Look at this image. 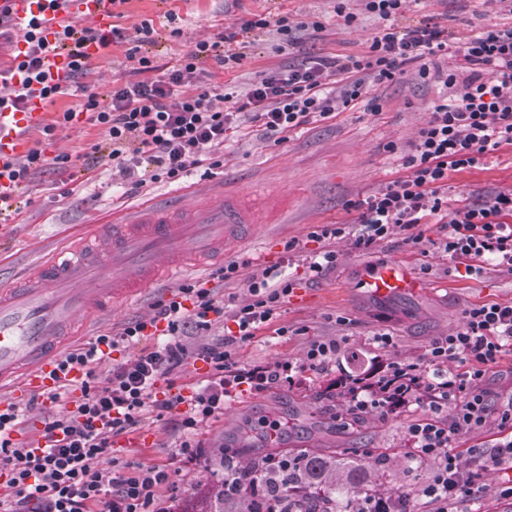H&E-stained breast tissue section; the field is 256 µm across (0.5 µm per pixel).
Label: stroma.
I'll use <instances>...</instances> for the list:
<instances>
[{
    "instance_id": "35a3bbf8",
    "label": "stroma",
    "mask_w": 512,
    "mask_h": 512,
    "mask_svg": "<svg viewBox=\"0 0 512 512\" xmlns=\"http://www.w3.org/2000/svg\"><path fill=\"white\" fill-rule=\"evenodd\" d=\"M177 13L180 37H170L165 26L168 13ZM287 14L290 22L321 18L323 31L298 32L297 47H288L275 33L254 31L246 39V56L240 65L225 70L226 86L247 90L258 71L296 65L303 60L335 53H360L375 35L378 23L362 16L357 26H344L333 11L331 0H130L126 27L152 20L157 29L149 50L159 62L172 61L195 42L208 37L213 27L237 22L253 14ZM432 22L447 29L449 38L472 36L491 26H512V13L499 0H408L398 23L415 27ZM440 85L422 80L416 70L377 90L381 111L372 114L365 104L339 113L336 118L311 122L290 134L287 142L266 138L258 124L245 123L234 140L224 146V166L216 178L199 175L187 178V185L205 190L215 180L224 183L225 198L239 200L251 224L234 245L226 247L224 258L204 265L188 266L182 282L208 280L217 299L233 308L252 278L282 262L283 245L297 239L305 254L316 251L307 238L317 224L352 221L348 200L383 187L399 164V152L414 140L428 118L431 102ZM49 155L78 156L100 139L97 127L79 121L58 127ZM396 144L390 152L388 144ZM117 165L108 166L99 181L90 182L75 168L47 169L19 193L20 219L0 221V281L33 267L49 252L67 246L84 228L101 224L117 212L136 210L153 200L167 199L172 185L157 183L136 197L123 196L118 186ZM512 186V146H502L480 165L450 173L451 199L474 203L487 191ZM418 242L406 241L398 232L368 249L354 248L349 241L337 243L335 267L318 277L306 276L303 260L295 258L289 271L298 286L276 319L243 343L237 350L240 365L275 361L301 362L306 345L315 339L336 337L345 350L338 363L299 374L293 383H281L262 392L244 391L228 400L224 411L200 425L195 441L196 458L179 452L186 434L175 410L156 422L137 427L112 440L115 458L168 468L173 484L162 496L173 507H183L205 483V464L217 435L241 422L257 426L269 418L271 406L296 417L297 423L285 436L283 445L292 449L314 443L336 449L341 457L357 460L374 475L373 487L381 492L400 487L411 490L427 478V465L409 459L404 450L407 416L395 414L383 419L375 415L355 419L350 425L337 422L334 414L341 402L336 379L352 371L354 361L376 365L395 359H420L430 342L459 326L464 309L482 303L512 302V275L493 271L480 277H465L442 257L433 242L441 237L440 225L423 224ZM386 260H402L425 274L433 291L399 296L386 301L358 295L353 281L361 267ZM238 261V280L224 283L215 276L223 263ZM171 286L162 285L133 296L112 315L95 317L82 325L67 345L86 343L109 335L128 321L148 317L154 303L167 298ZM392 334L395 346L380 349L373 336ZM373 448L385 456L384 463L366 456Z\"/></svg>"
}]
</instances>
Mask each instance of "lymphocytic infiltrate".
Here are the masks:
<instances>
[{
	"instance_id": "obj_1",
	"label": "lymphocytic infiltrate",
	"mask_w": 512,
	"mask_h": 512,
	"mask_svg": "<svg viewBox=\"0 0 512 512\" xmlns=\"http://www.w3.org/2000/svg\"><path fill=\"white\" fill-rule=\"evenodd\" d=\"M126 2L111 0L114 22L109 29L67 24L50 36L35 18L24 33H17L8 11L0 12V40L19 36L27 45L9 66L0 67L1 81L22 78L8 98L10 106L23 110L34 96L48 106L63 95L76 97V106L63 110L43 133L53 138L57 127L87 115L104 141L85 154L84 171L95 173L119 161L129 196L153 183L181 182L194 169L207 178L223 166L224 145L238 135L243 119L261 123L266 135L278 138L361 101L375 112L377 88L412 67L422 79L442 84L444 94L432 102L428 119L401 156V175L349 200L353 223L319 224L310 231L321 248L310 255L306 270L319 274L334 267L338 240L347 238L354 248L369 249L394 230L409 231L432 221L447 227L435 243L439 253L466 274L512 273V188L487 192L481 201L458 207L448 198L449 172L473 167L512 145V27H491L452 42L434 24L397 26L405 0H361L362 11L379 21L366 51L263 70L242 93L226 91L215 81L190 93L186 83L207 61L223 70L243 60L248 33L272 28L289 34L287 16L255 14L218 29L164 67L140 50L154 32L150 21H142L131 35L121 26ZM122 44L134 63V78L113 87L104 104L85 77L107 49ZM59 48L69 58L65 85L43 68L44 56ZM69 161V155L50 157L36 147L19 164L1 169L0 178L10 186L0 194V216H19L15 198L20 187L47 165L64 167ZM293 289V277L276 265L249 284L247 298L229 312L234 331L200 345L197 355L210 364L211 373L188 395L159 397L157 383L174 382L186 364L185 331L206 333L227 313L205 281L181 285L155 304L150 318L66 349L49 373L54 385L45 397L53 403L68 399L71 409L47 413L40 437L27 443L14 438L22 408L11 403L0 409V512H169L161 496L171 482L166 468L141 463L102 468V460L112 454L113 437L182 405L187 408L182 427L194 432L242 388L262 391L293 381L302 367L314 369L335 360L341 345L330 339L312 341L302 367L289 362L244 367L236 362L240 344L272 323ZM114 351L121 360L98 375L99 364ZM509 352L512 303L472 306L453 332L430 343L422 359L387 363L368 380L343 378L346 408L338 419L408 415V455L432 465L417 491L429 512H462L478 492L471 471L475 462L502 472L496 497L512 506V399L493 401L488 388L492 369ZM492 421L500 433L492 449L474 448L466 456L455 451L456 435L482 431ZM301 466V458L271 455L244 467L236 456L225 455L224 498L239 512H332L324 499H300L296 486L285 481V473Z\"/></svg>"
}]
</instances>
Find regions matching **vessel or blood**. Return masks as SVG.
<instances>
[{"mask_svg":"<svg viewBox=\"0 0 512 512\" xmlns=\"http://www.w3.org/2000/svg\"><path fill=\"white\" fill-rule=\"evenodd\" d=\"M44 0H0L14 23L39 17L47 30L72 21L74 11L108 28L109 0H67L49 10ZM43 102L30 98L26 110L0 108V165L21 159L28 132L41 128ZM242 229L238 207L224 199L191 208L179 199L150 208L146 216L90 229L72 246L54 251L26 276L0 288V386L23 375L26 388L49 385L59 358L58 337L67 335L88 314L122 304L151 287L159 270L178 276L182 256H205L234 240ZM357 292L384 300L417 294L424 284L406 262L368 266L355 283Z\"/></svg>","mask_w":512,"mask_h":512,"instance_id":"obj_1","label":"vessel or blood"}]
</instances>
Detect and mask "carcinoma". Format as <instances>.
I'll return each instance as SVG.
<instances>
[{"instance_id": "cac0c4a2", "label": "carcinoma", "mask_w": 512, "mask_h": 512, "mask_svg": "<svg viewBox=\"0 0 512 512\" xmlns=\"http://www.w3.org/2000/svg\"><path fill=\"white\" fill-rule=\"evenodd\" d=\"M241 448H259L262 454L280 455L279 446H271L253 432L244 430L235 434ZM300 474L294 481L308 490V494L336 498L358 488L363 480V466L347 459H332L315 450L301 454ZM208 483L195 496L190 506L176 512H224V437L215 442L212 456L208 459Z\"/></svg>"}]
</instances>
